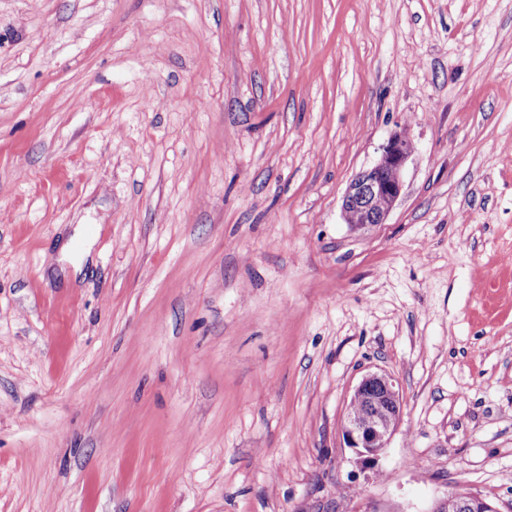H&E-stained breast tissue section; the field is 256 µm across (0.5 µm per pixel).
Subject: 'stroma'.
Segmentation results:
<instances>
[{
  "mask_svg": "<svg viewBox=\"0 0 512 512\" xmlns=\"http://www.w3.org/2000/svg\"><path fill=\"white\" fill-rule=\"evenodd\" d=\"M451 491L512 512V0H0V512ZM413 149L412 141L404 132L388 139L378 160L350 181L341 206L345 223H385L401 194L404 167ZM378 395L384 400L380 414L364 419L348 410L343 426V439L354 448L360 462H373L387 447L402 416V402L390 375L370 373L355 387L350 402Z\"/></svg>",
  "mask_w": 512,
  "mask_h": 512,
  "instance_id": "obj_1",
  "label": "stroma"
}]
</instances>
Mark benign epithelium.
Wrapping results in <instances>:
<instances>
[{
    "instance_id": "benign-epithelium-1",
    "label": "benign epithelium",
    "mask_w": 512,
    "mask_h": 512,
    "mask_svg": "<svg viewBox=\"0 0 512 512\" xmlns=\"http://www.w3.org/2000/svg\"><path fill=\"white\" fill-rule=\"evenodd\" d=\"M412 152L413 143L405 133H395L388 139L378 160L350 181L341 206L345 223H385L401 194L404 167ZM374 395L384 400L382 412L364 419L349 411L342 431L347 446L355 449L357 459L365 463L374 461L387 447L402 416V402L390 375L370 373L364 376L350 401ZM450 502L455 504L458 512H498L486 498L463 492H452L438 499L432 512H448Z\"/></svg>"
}]
</instances>
